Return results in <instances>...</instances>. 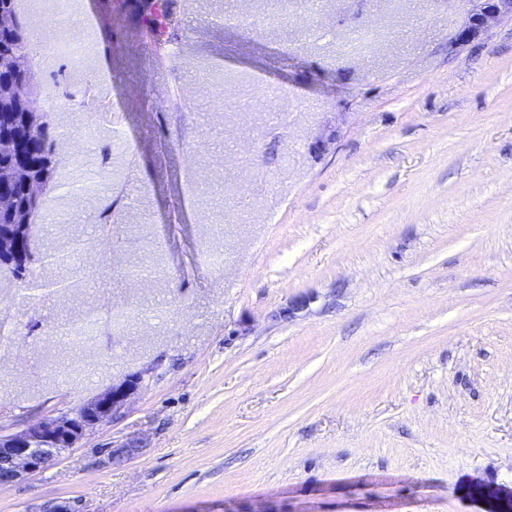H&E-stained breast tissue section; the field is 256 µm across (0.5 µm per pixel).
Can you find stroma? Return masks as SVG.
I'll return each instance as SVG.
<instances>
[{
	"instance_id": "35a3bbf8",
	"label": "stroma",
	"mask_w": 512,
	"mask_h": 512,
	"mask_svg": "<svg viewBox=\"0 0 512 512\" xmlns=\"http://www.w3.org/2000/svg\"><path fill=\"white\" fill-rule=\"evenodd\" d=\"M140 2L19 0L59 136L0 430L144 380L0 512H478L512 487V20L452 50L466 0H167L158 44ZM469 494L473 500L484 506L478 512H511L512 511V490L505 495L499 488L476 481L470 483Z\"/></svg>"
}]
</instances>
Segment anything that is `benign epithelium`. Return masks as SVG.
Returning <instances> with one entry per match:
<instances>
[{
	"instance_id": "benign-epithelium-1",
	"label": "benign epithelium",
	"mask_w": 512,
	"mask_h": 512,
	"mask_svg": "<svg viewBox=\"0 0 512 512\" xmlns=\"http://www.w3.org/2000/svg\"><path fill=\"white\" fill-rule=\"evenodd\" d=\"M465 23L458 29L450 47L455 48L478 36L491 23L512 19V0H468ZM21 23L15 11L0 9V33L17 32ZM37 88L0 81V113L4 107L29 130H34L42 109L36 101ZM46 172L40 163L19 155V160L0 169V257L16 264L27 260L25 241L31 237L33 218L47 187ZM143 374L136 373L113 384L73 410L41 418L12 432L0 430V483H14L44 470L52 461L76 448L96 427L118 418L130 397L138 391ZM142 448V441L130 439L107 448L108 458L130 457ZM473 500L483 505L481 512H512V491L477 481L469 485ZM41 512H84L78 501H51Z\"/></svg>"
}]
</instances>
